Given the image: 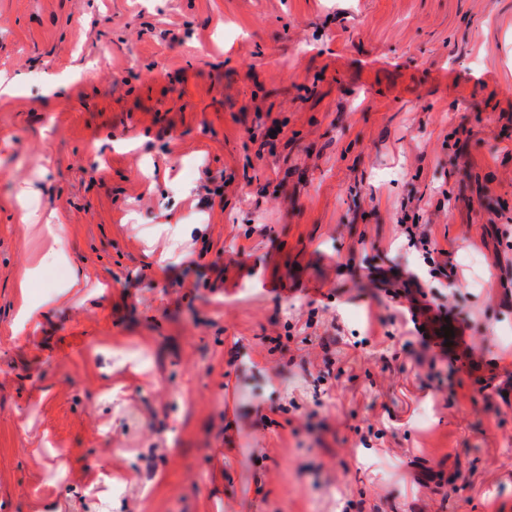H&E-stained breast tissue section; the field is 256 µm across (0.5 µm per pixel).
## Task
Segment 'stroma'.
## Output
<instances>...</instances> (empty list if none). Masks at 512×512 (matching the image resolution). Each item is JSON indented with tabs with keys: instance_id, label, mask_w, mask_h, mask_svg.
Returning a JSON list of instances; mask_svg holds the SVG:
<instances>
[{
	"instance_id": "35a3bbf8",
	"label": "stroma",
	"mask_w": 512,
	"mask_h": 512,
	"mask_svg": "<svg viewBox=\"0 0 512 512\" xmlns=\"http://www.w3.org/2000/svg\"><path fill=\"white\" fill-rule=\"evenodd\" d=\"M0 77V512H512V0H0ZM45 227L53 237L52 244L46 245L43 250L40 251L36 259V265L32 268L25 279L19 283V288L23 292L29 288L33 274H38L45 269L62 265L67 261L66 254L60 247L58 238L52 233L51 224H45Z\"/></svg>"
}]
</instances>
